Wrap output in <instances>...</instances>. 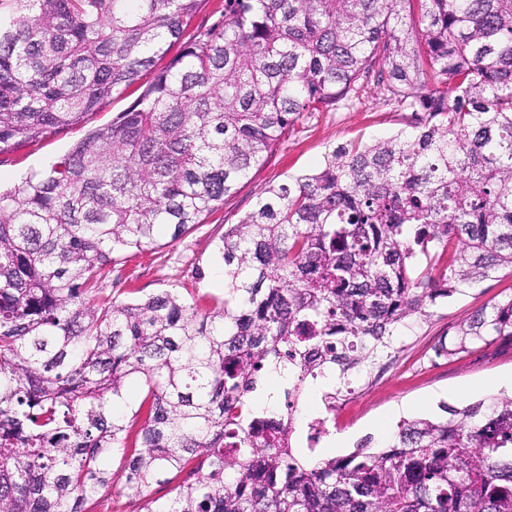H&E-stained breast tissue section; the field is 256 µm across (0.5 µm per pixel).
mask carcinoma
Masks as SVG:
<instances>
[{
    "label": "carcinoma",
    "mask_w": 512,
    "mask_h": 512,
    "mask_svg": "<svg viewBox=\"0 0 512 512\" xmlns=\"http://www.w3.org/2000/svg\"><path fill=\"white\" fill-rule=\"evenodd\" d=\"M200 2L0 0V156L155 70L111 124L0 191V512H87L103 494L136 512H512V394L314 464L287 401L370 373L399 326L512 274V0H224L188 36ZM371 85L408 129L333 148L224 225L222 307L173 289L91 302L304 113ZM492 342L512 346V294L436 354ZM282 372L284 405L239 414ZM172 476L161 504L150 488Z\"/></svg>",
    "instance_id": "1"
}]
</instances>
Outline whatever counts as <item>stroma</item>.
I'll list each match as a JSON object with an SVG mask.
<instances>
[{
    "instance_id": "obj_1",
    "label": "stroma",
    "mask_w": 512,
    "mask_h": 512,
    "mask_svg": "<svg viewBox=\"0 0 512 512\" xmlns=\"http://www.w3.org/2000/svg\"><path fill=\"white\" fill-rule=\"evenodd\" d=\"M135 88L115 92L85 117L46 137L18 146L0 157V186L18 184L26 174L48 168L92 129L108 124L137 98ZM406 127L405 113L385 105L380 92L368 89L353 107L335 112H311L286 131L274 152L243 179L236 193L226 197L183 238L142 254H126L96 296V303L128 301L164 289L201 310L224 300L223 266L215 246L225 225L238 223L251 211L268 185L307 172L322 160L328 148L350 142H369L395 135ZM512 294V275L484 282L465 295L437 303L426 321L402 329L397 351L388 360L383 377H355V398L330 438L315 449L301 448L302 456L328 458L353 451L366 436L368 425L379 421L381 434L374 445L388 441L403 418L442 417L443 406L460 407L503 393L499 377L512 374V348L495 344L476 346L453 359H438L433 348L448 330L466 322L478 308ZM346 437L344 448L333 447L332 436Z\"/></svg>"
}]
</instances>
